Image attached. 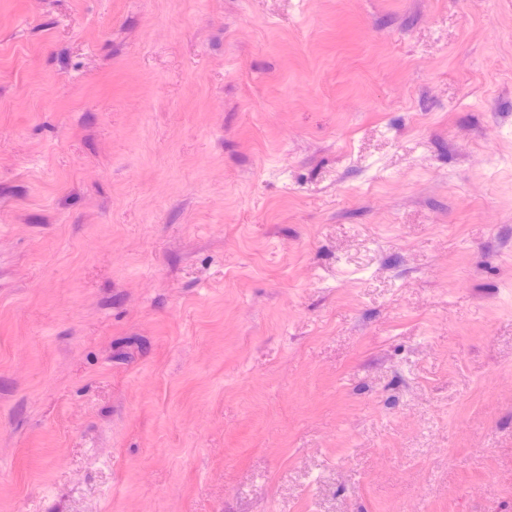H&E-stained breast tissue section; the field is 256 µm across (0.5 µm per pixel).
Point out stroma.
<instances>
[{"label":"stroma","instance_id":"1","mask_svg":"<svg viewBox=\"0 0 512 512\" xmlns=\"http://www.w3.org/2000/svg\"><path fill=\"white\" fill-rule=\"evenodd\" d=\"M0 512H512V0H0Z\"/></svg>","mask_w":512,"mask_h":512}]
</instances>
